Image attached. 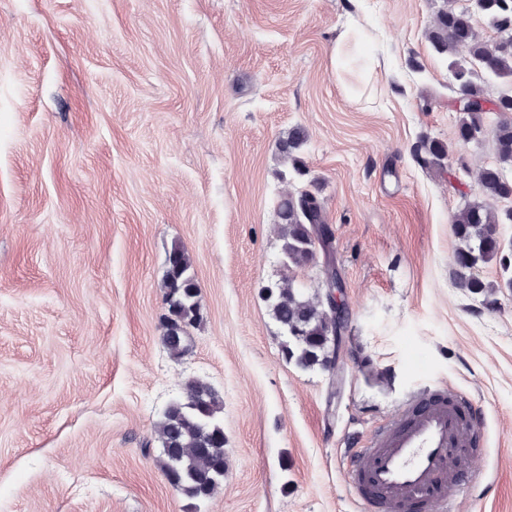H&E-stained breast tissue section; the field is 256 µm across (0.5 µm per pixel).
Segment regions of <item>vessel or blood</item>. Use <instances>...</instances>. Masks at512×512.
Segmentation results:
<instances>
[{
  "mask_svg": "<svg viewBox=\"0 0 512 512\" xmlns=\"http://www.w3.org/2000/svg\"><path fill=\"white\" fill-rule=\"evenodd\" d=\"M407 406L405 419L379 424L366 443L350 451L352 486L371 491L377 512H407L416 503L427 512H452L449 487L464 490L483 481L469 470L465 452L484 417L468 395L440 384Z\"/></svg>",
  "mask_w": 512,
  "mask_h": 512,
  "instance_id": "b4317fda",
  "label": "vessel or blood"
}]
</instances>
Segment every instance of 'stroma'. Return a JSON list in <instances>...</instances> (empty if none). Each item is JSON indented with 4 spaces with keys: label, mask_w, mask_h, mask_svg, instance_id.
<instances>
[{
    "label": "stroma",
    "mask_w": 512,
    "mask_h": 512,
    "mask_svg": "<svg viewBox=\"0 0 512 512\" xmlns=\"http://www.w3.org/2000/svg\"><path fill=\"white\" fill-rule=\"evenodd\" d=\"M445 0H0V512H369L348 452L428 383L484 414L462 512H512V275L457 285L451 224L496 161L457 140ZM382 69L332 63L350 21ZM307 135L302 175L279 141ZM449 147L443 169L415 156ZM314 184L347 318L335 372L289 360L268 287L275 203ZM192 259L203 320L168 353L161 283ZM223 402L210 498L167 482L155 426L188 381ZM448 146L438 140L423 139L415 148L417 159L426 167L441 169L448 157Z\"/></svg>",
    "instance_id": "obj_1"
}]
</instances>
